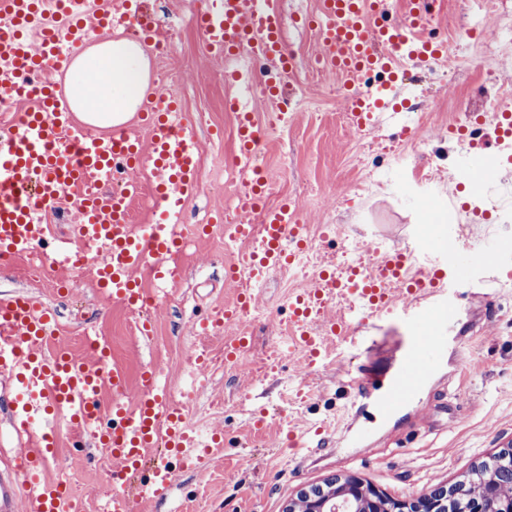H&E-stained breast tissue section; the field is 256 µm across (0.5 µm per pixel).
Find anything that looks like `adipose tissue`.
<instances>
[{"instance_id":"1","label":"adipose tissue","mask_w":512,"mask_h":512,"mask_svg":"<svg viewBox=\"0 0 512 512\" xmlns=\"http://www.w3.org/2000/svg\"><path fill=\"white\" fill-rule=\"evenodd\" d=\"M150 87L144 45L127 37H107L81 53L66 75V91L82 119L109 128L139 111Z\"/></svg>"}]
</instances>
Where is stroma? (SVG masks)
I'll return each mask as SVG.
<instances>
[{"label":"stroma","mask_w":512,"mask_h":512,"mask_svg":"<svg viewBox=\"0 0 512 512\" xmlns=\"http://www.w3.org/2000/svg\"><path fill=\"white\" fill-rule=\"evenodd\" d=\"M318 7L319 0L280 3L284 45L294 57L284 89L296 118L259 148L257 163L275 190L268 204L297 202L320 264L338 271L346 266L347 247L364 255L426 242L471 266L475 252L458 240L461 218L448 205L449 195L459 191L452 178L470 157L448 128L463 112L512 111V50L497 41L512 26V0H438L429 36L452 45L461 62L444 74L409 68L400 87L409 109L364 134L348 126L343 91L308 76L319 35L303 19ZM162 65L181 79L179 105L201 145L197 192L185 205L184 222L210 230L186 245L177 285L157 283L149 268L137 271L156 298L151 344L141 341L130 310L99 302L92 272L62 295L52 286L57 273H45L41 286L0 267V294L23 292L55 311L54 343L81 356L83 337L109 342L134 397L145 368L162 366L173 393L191 390L194 408L208 414V429L223 430L225 446L214 463L179 472L167 501H137L133 512H282L301 490L348 475L394 499L413 500L465 481L472 468L511 446L512 282L477 294L470 284L460 286L456 321L470 333L460 355L410 405L388 417L371 410L356 414L351 383L356 369L380 360L385 342L365 351L329 346L328 356L312 367L302 355L288 353V297L308 287L309 278L272 273L255 289L254 313L241 325L195 334L193 320L223 308L237 291L224 282L237 253L225 248L220 227L231 190L244 176L235 163L236 114L225 102L242 99L262 122L276 108L260 81L225 83L223 61L208 54L196 28L180 30ZM486 158L491 166L470 182L466 204L492 224L501 214L512 215V206L498 197L499 185L512 182V159L497 150ZM240 329L249 336L247 354L238 365L225 364L224 339ZM191 347L206 350L211 360L198 384L188 378L182 356ZM274 355L278 364L258 372L259 363ZM256 411L265 413L266 431L251 430ZM308 427L325 429L319 444L296 454L285 448L289 429ZM71 437L68 430L59 436L64 469L47 473L66 482L79 512H107L105 499L96 495L102 470L71 450Z\"/></svg>","instance_id":"obj_1"}]
</instances>
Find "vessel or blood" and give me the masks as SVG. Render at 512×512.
<instances>
[{
  "mask_svg": "<svg viewBox=\"0 0 512 512\" xmlns=\"http://www.w3.org/2000/svg\"><path fill=\"white\" fill-rule=\"evenodd\" d=\"M429 3L405 0L402 19L391 24L385 18L387 0H320L312 19L321 40L318 60L345 82L347 114L356 133L379 128L388 110L385 98L360 84L362 75L385 74L390 89L396 64H428L442 50V43L426 37L433 22ZM195 19L210 55L226 61L225 72L233 78L246 76L235 60L286 59L278 0H210ZM130 25L144 41H152L156 26L145 0H121L116 10L89 8L88 0H0V95L32 103L0 129V261L10 262L47 242L52 230L39 220V212L94 175L95 191L75 201L77 219L69 235L78 247L66 261L78 271L92 268L100 302L118 301L142 311L148 296L136 271L151 265L159 282L178 272L173 259L182 244L185 204L197 189L199 139L187 129L176 103L156 90L142 106L148 144L126 128L83 138L65 92L40 80L48 68L64 73L89 43L90 30ZM237 121V164L248 180L238 196L240 218L232 236L254 249L250 266L231 269L225 280L236 283L247 276L259 282L295 264L304 227L296 220V206L267 207L266 180L256 165L264 129L247 111L238 112ZM480 124L487 144L512 146L511 112L483 113ZM487 144L477 145V152H485ZM145 166L163 211L156 223L138 229L129 217L141 195L136 173ZM257 213L263 218L259 225L253 222ZM497 238L491 224L478 237V284L504 277L507 251L497 246ZM459 274V265L447 255L422 256L407 247L376 253L366 266L354 262L340 272L318 271L309 288L288 299V348L316 364L328 339L347 342L354 313L370 324L363 343H372L375 332L392 331L400 353L392 372L356 384L359 406L392 415L412 400L448 352ZM335 297L345 300L346 312L330 319L326 313ZM252 307V293L241 290L220 316L236 323ZM55 323V312L34 299L0 295V375L13 384L6 412L16 433L28 439L14 465L0 471V512H18L23 485L32 491L29 512H74L65 482L46 475L49 466L62 462L52 428L57 420L88 432L89 447L109 449L112 468L105 471L103 484L112 512H131L135 499L166 500L175 474L166 460L152 461L149 449L163 448L167 457L192 470L223 446V433H213L210 447H200L172 394L155 384L152 372H144L140 396L130 401L126 374L112 363L104 343L93 342L87 357L63 350L46 354ZM106 388L112 392L108 403L102 400Z\"/></svg>",
  "mask_w": 512,
  "mask_h": 512,
  "instance_id": "obj_1",
  "label": "vessel or blood"
}]
</instances>
